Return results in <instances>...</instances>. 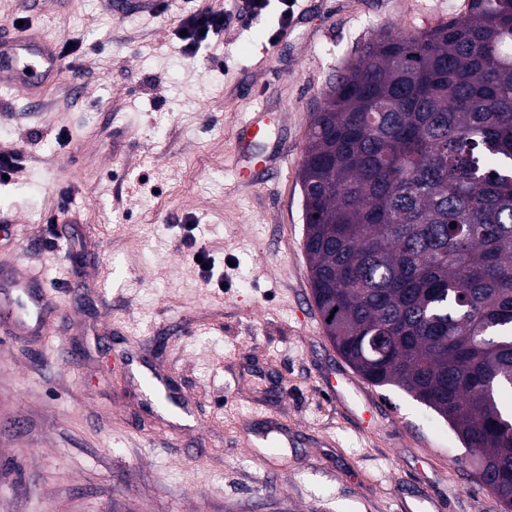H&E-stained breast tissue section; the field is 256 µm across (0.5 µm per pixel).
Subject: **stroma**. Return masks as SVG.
Returning <instances> with one entry per match:
<instances>
[{"label": "stroma", "mask_w": 512, "mask_h": 512, "mask_svg": "<svg viewBox=\"0 0 512 512\" xmlns=\"http://www.w3.org/2000/svg\"><path fill=\"white\" fill-rule=\"evenodd\" d=\"M467 0H298L186 58L161 0H0V37L80 48L25 92L0 86V271L41 276L46 334L0 335V512H501L446 421L403 390L347 384L302 247L299 169L312 115L387 27L427 29ZM284 115L278 182H238L236 129ZM70 192L72 221L61 215ZM223 283H206L195 252ZM174 383L157 407L122 356Z\"/></svg>", "instance_id": "stroma-1"}]
</instances>
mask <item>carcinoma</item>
<instances>
[{"mask_svg":"<svg viewBox=\"0 0 512 512\" xmlns=\"http://www.w3.org/2000/svg\"><path fill=\"white\" fill-rule=\"evenodd\" d=\"M299 179L329 341L512 502V0L381 32L314 113Z\"/></svg>","mask_w":512,"mask_h":512,"instance_id":"obj_1","label":"carcinoma"}]
</instances>
